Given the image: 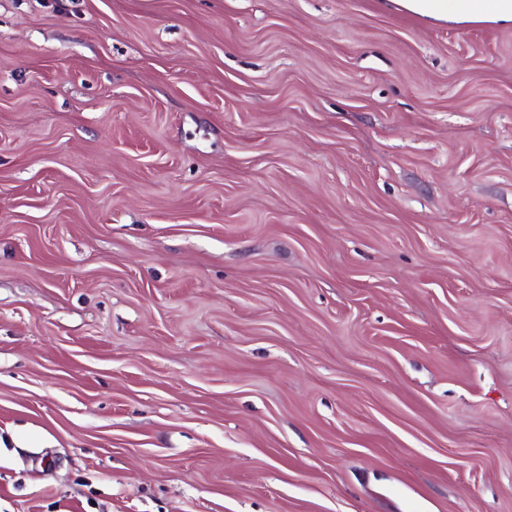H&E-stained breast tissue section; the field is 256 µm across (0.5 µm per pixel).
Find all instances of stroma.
Segmentation results:
<instances>
[{"label": "stroma", "mask_w": 512, "mask_h": 512, "mask_svg": "<svg viewBox=\"0 0 512 512\" xmlns=\"http://www.w3.org/2000/svg\"><path fill=\"white\" fill-rule=\"evenodd\" d=\"M0 512H512V29L0 0Z\"/></svg>", "instance_id": "obj_1"}]
</instances>
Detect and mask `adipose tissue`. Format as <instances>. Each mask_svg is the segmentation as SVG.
I'll use <instances>...</instances> for the list:
<instances>
[{
    "label": "adipose tissue",
    "mask_w": 512,
    "mask_h": 512,
    "mask_svg": "<svg viewBox=\"0 0 512 512\" xmlns=\"http://www.w3.org/2000/svg\"><path fill=\"white\" fill-rule=\"evenodd\" d=\"M388 8L462 27L512 28V0H386Z\"/></svg>",
    "instance_id": "ef3b65f1"
}]
</instances>
